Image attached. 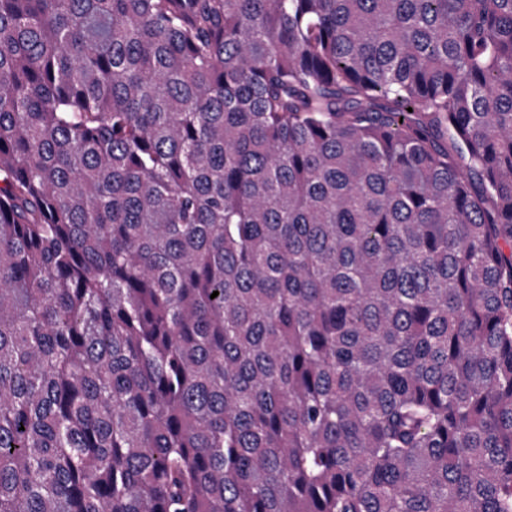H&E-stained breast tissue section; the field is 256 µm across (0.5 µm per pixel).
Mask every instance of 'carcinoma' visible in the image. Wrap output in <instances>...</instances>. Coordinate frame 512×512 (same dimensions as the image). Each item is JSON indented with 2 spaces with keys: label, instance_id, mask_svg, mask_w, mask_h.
Returning a JSON list of instances; mask_svg holds the SVG:
<instances>
[{
  "label": "carcinoma",
  "instance_id": "1",
  "mask_svg": "<svg viewBox=\"0 0 512 512\" xmlns=\"http://www.w3.org/2000/svg\"><path fill=\"white\" fill-rule=\"evenodd\" d=\"M0 512H512V0H0Z\"/></svg>",
  "mask_w": 512,
  "mask_h": 512
}]
</instances>
